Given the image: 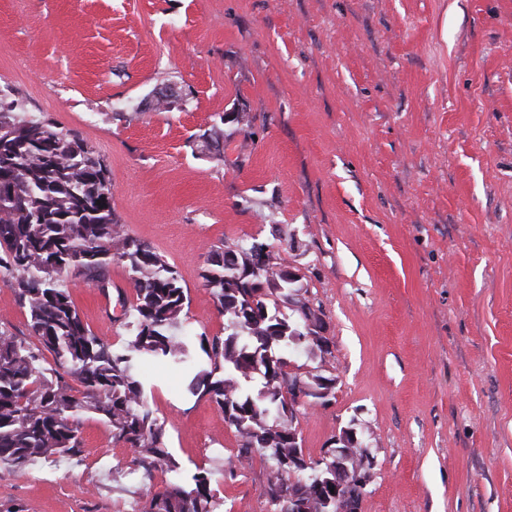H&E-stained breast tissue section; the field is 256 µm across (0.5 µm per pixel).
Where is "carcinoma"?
<instances>
[{"label":"carcinoma","mask_w":512,"mask_h":512,"mask_svg":"<svg viewBox=\"0 0 512 512\" xmlns=\"http://www.w3.org/2000/svg\"><path fill=\"white\" fill-rule=\"evenodd\" d=\"M202 135L203 148L224 144L220 123ZM265 251L261 265L254 251ZM122 262L135 301L122 302L129 331L116 347L83 322L68 284L86 282L102 295L113 288L112 263ZM288 265L264 243L236 242L208 252L202 273L224 335L190 341L183 318L187 296L176 271L153 249L130 237L112 208L108 169L73 131L27 112L10 87L0 88V281L13 290L28 315L26 339L0 330V466L26 474L38 461L82 456L85 415L112 430V441L132 449L128 475L171 476L160 490L150 485L136 512H214L212 472L196 469L191 483L167 451L163 424L143 398L141 362L157 358L192 369L197 352L208 359L189 383L193 395L209 397L239 437L224 476L257 453L273 461L263 495L272 504L288 496V383L305 374L288 371L280 351H304L320 367L333 357L307 340L301 317L310 300H296L284 313L292 288ZM54 364L43 365L44 352ZM262 381L248 390L254 374ZM79 382L74 388L68 378Z\"/></svg>","instance_id":"obj_1"}]
</instances>
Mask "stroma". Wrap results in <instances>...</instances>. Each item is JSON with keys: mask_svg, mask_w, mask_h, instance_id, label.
<instances>
[{"mask_svg": "<svg viewBox=\"0 0 512 512\" xmlns=\"http://www.w3.org/2000/svg\"><path fill=\"white\" fill-rule=\"evenodd\" d=\"M184 106L145 110L162 83ZM106 163L123 229L176 270L186 325L224 317L209 247L287 245L333 343L335 396L299 408L320 457L353 427L374 459L360 512H512V0H0V85ZM223 157L200 151L215 118ZM122 344L118 296L76 283ZM184 472L224 469L234 429L184 374L143 364ZM0 468V512H132L129 448ZM255 455L216 512H270Z\"/></svg>", "mask_w": 512, "mask_h": 512, "instance_id": "1", "label": "stroma"}]
</instances>
